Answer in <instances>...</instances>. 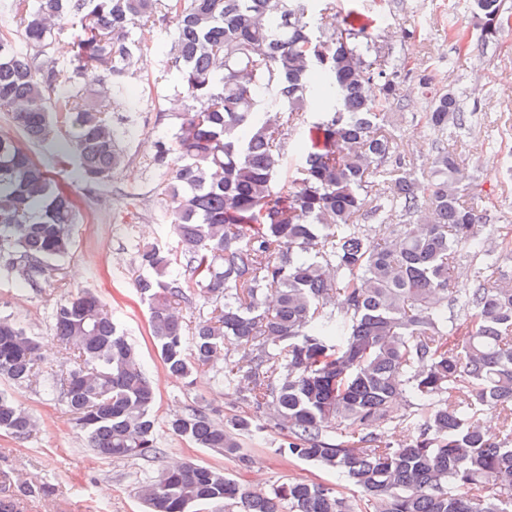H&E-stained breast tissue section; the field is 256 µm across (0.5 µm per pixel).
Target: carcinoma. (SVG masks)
<instances>
[{"instance_id":"obj_1","label":"carcinoma","mask_w":512,"mask_h":512,"mask_svg":"<svg viewBox=\"0 0 512 512\" xmlns=\"http://www.w3.org/2000/svg\"><path fill=\"white\" fill-rule=\"evenodd\" d=\"M477 41H497L504 0H473ZM0 33V259L32 288L56 283L75 246V198L26 143L52 145L56 166L85 185L111 182L130 129L114 112L140 57L170 104V136L143 161L176 246L137 248L134 281L168 373L216 369L243 412L187 405L166 429L242 465V439L276 429L274 451L343 476L358 492L290 479L264 490L195 462L149 472L150 512H512V242L469 193L448 130L465 125L444 89L423 114L428 170L396 155L400 69L353 4L336 0H9ZM74 29L53 52L51 19ZM160 30L167 38L150 42ZM101 72L95 86L84 69ZM299 133L296 173L278 183ZM388 225L373 238L367 222ZM469 288H457L461 277ZM198 309L185 319L182 308ZM69 354L58 394L73 430L106 461L162 454L154 382L112 311L82 289L53 305ZM45 373L41 346L0 315V380ZM410 399L398 416L393 402ZM503 414L498 436L478 419ZM414 435L394 444L388 427ZM33 417L0 389V431L33 433Z\"/></svg>"}]
</instances>
